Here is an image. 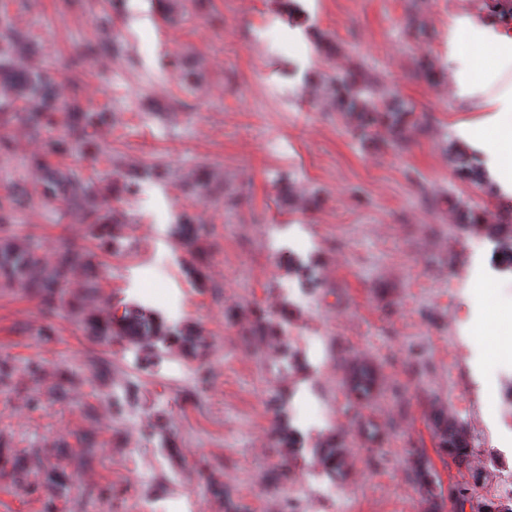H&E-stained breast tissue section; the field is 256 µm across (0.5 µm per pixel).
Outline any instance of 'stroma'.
<instances>
[{"mask_svg": "<svg viewBox=\"0 0 512 512\" xmlns=\"http://www.w3.org/2000/svg\"><path fill=\"white\" fill-rule=\"evenodd\" d=\"M204 2L183 0L165 25L156 0H0L55 96L106 113L88 147L50 163L117 224L93 296L80 270L50 307L0 280V512H426L432 495L440 512L462 496L484 512L512 476L501 410L486 406L512 334L493 357L472 333L512 294L474 299L472 249L512 210L444 146L471 118L448 77V24L493 18L491 0ZM104 35L120 54L97 52ZM348 70L413 104L406 149L361 141L308 83ZM6 131L0 201L28 198L0 238L50 262L61 241L89 244L28 163L66 127L16 117ZM459 201L478 223L460 221ZM184 214L205 226L200 254L173 234ZM126 306L192 328L203 354L92 335ZM356 360L376 370L367 401L348 392ZM441 410L464 427V462L440 445ZM367 419L380 441L362 437ZM330 444L342 474L321 463ZM420 460L431 485L414 477Z\"/></svg>", "mask_w": 512, "mask_h": 512, "instance_id": "stroma-1", "label": "stroma"}]
</instances>
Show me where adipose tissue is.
Segmentation results:
<instances>
[{
  "mask_svg": "<svg viewBox=\"0 0 512 512\" xmlns=\"http://www.w3.org/2000/svg\"><path fill=\"white\" fill-rule=\"evenodd\" d=\"M448 73L458 96L480 112L457 136L480 153L486 170L512 193V32L494 23L451 21Z\"/></svg>",
  "mask_w": 512,
  "mask_h": 512,
  "instance_id": "1",
  "label": "adipose tissue"
}]
</instances>
